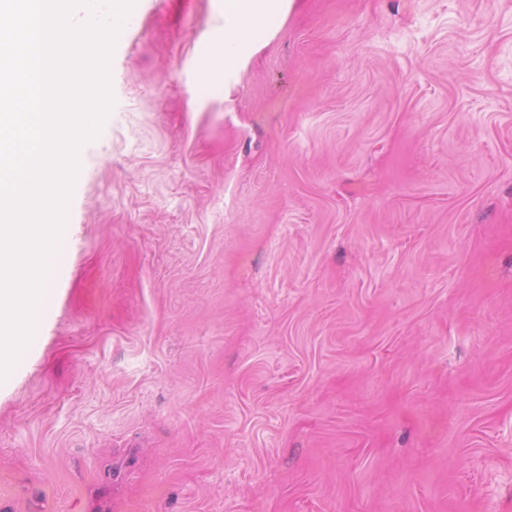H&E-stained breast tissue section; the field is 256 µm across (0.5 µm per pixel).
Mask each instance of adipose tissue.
<instances>
[{
    "label": "adipose tissue",
    "mask_w": 512,
    "mask_h": 512,
    "mask_svg": "<svg viewBox=\"0 0 512 512\" xmlns=\"http://www.w3.org/2000/svg\"><path fill=\"white\" fill-rule=\"evenodd\" d=\"M288 6L289 0H224L213 53L223 60L225 76H232L253 55L273 18L284 14Z\"/></svg>",
    "instance_id": "1"
}]
</instances>
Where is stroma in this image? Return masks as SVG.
I'll use <instances>...</instances> for the list:
<instances>
[{"instance_id": "35a3bbf8", "label": "stroma", "mask_w": 512, "mask_h": 512, "mask_svg": "<svg viewBox=\"0 0 512 512\" xmlns=\"http://www.w3.org/2000/svg\"><path fill=\"white\" fill-rule=\"evenodd\" d=\"M141 0L0 512H512V0ZM291 0H224L219 33L212 56L224 61V77L230 79L258 49L262 34L271 30L275 16L285 13Z\"/></svg>"}]
</instances>
